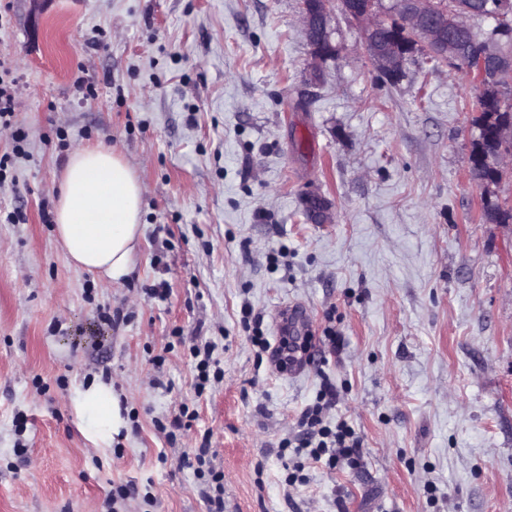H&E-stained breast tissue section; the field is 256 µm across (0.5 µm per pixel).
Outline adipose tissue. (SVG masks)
Returning <instances> with one entry per match:
<instances>
[{
	"instance_id": "obj_1",
	"label": "adipose tissue",
	"mask_w": 512,
	"mask_h": 512,
	"mask_svg": "<svg viewBox=\"0 0 512 512\" xmlns=\"http://www.w3.org/2000/svg\"><path fill=\"white\" fill-rule=\"evenodd\" d=\"M142 195L139 179L119 153L94 146L71 154L59 182L55 223L75 268L113 281L129 273L142 233ZM75 406L93 435L117 432L119 408L110 388L87 387Z\"/></svg>"
}]
</instances>
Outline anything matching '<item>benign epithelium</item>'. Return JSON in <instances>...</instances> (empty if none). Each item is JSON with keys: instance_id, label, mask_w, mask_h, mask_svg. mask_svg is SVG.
Returning a JSON list of instances; mask_svg holds the SVG:
<instances>
[{"instance_id": "benign-epithelium-1", "label": "benign epithelium", "mask_w": 512, "mask_h": 512, "mask_svg": "<svg viewBox=\"0 0 512 512\" xmlns=\"http://www.w3.org/2000/svg\"><path fill=\"white\" fill-rule=\"evenodd\" d=\"M398 11L397 31L382 43L376 37L380 30L378 21L387 18L388 10L382 5L375 12L347 9L360 26L363 33V46L375 68L390 76L399 75L413 49L421 48L430 57L440 61L455 55L456 48L449 31L453 26L448 23V14L437 15L430 9L432 0H390ZM330 0H302L301 26L305 39L310 46L313 63H324L336 58V44L331 39L329 29ZM512 71V57L493 48H484V53L474 63L461 68L465 80L483 90L497 82L502 72ZM512 136V122H501L494 128L481 129V140H500ZM512 162V155L495 154L493 156L470 155L469 169L475 175L484 166H501L505 161Z\"/></svg>"}]
</instances>
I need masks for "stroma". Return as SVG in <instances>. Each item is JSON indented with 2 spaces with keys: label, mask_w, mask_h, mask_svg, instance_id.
Here are the masks:
<instances>
[{
  "label": "stroma",
  "mask_w": 512,
  "mask_h": 512,
  "mask_svg": "<svg viewBox=\"0 0 512 512\" xmlns=\"http://www.w3.org/2000/svg\"><path fill=\"white\" fill-rule=\"evenodd\" d=\"M301 14L0 0L19 79L0 215H25L0 222V512H209L187 464L204 443L224 512H512V226L483 217L512 206V173L489 196L469 174L480 92L419 51L387 80L338 10L336 58L314 69ZM85 145L144 187L117 282L73 267L43 218ZM292 305L339 342L288 377L251 338L278 337ZM207 343L220 378L200 391L190 349ZM94 383L123 421L105 441L74 406ZM327 383L361 465H309L288 488L287 444ZM127 483L137 496L113 502Z\"/></svg>",
  "instance_id": "stroma-1"
}]
</instances>
